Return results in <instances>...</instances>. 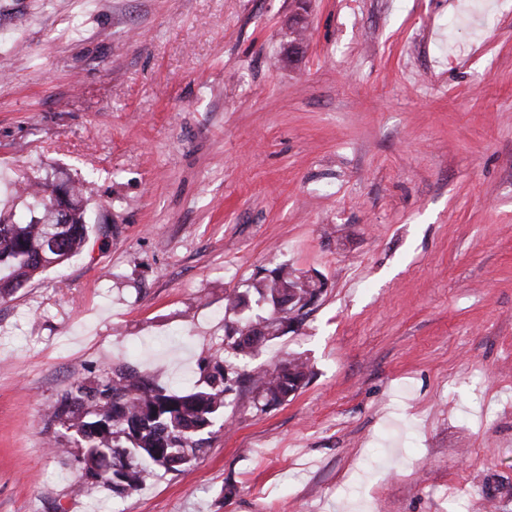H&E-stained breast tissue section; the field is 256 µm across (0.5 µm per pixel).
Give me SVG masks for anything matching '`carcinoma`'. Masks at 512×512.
<instances>
[{
  "instance_id": "carcinoma-1",
  "label": "carcinoma",
  "mask_w": 512,
  "mask_h": 512,
  "mask_svg": "<svg viewBox=\"0 0 512 512\" xmlns=\"http://www.w3.org/2000/svg\"><path fill=\"white\" fill-rule=\"evenodd\" d=\"M67 186L69 196L59 198L49 191L56 183L39 184L31 195L39 216L25 224L0 217L1 296L82 252L89 237L83 191L70 181ZM323 290L320 278L282 264L265 270L245 291L227 295L225 310L237 319L224 325V363L189 390L160 388L134 370L118 369L94 388L78 385L65 393L51 417L83 442L85 475L125 496L159 468L182 471L203 451L244 374L252 381L253 403L262 411L295 396L311 375L301 357L244 374L238 369L248 366L267 343L300 327Z\"/></svg>"
}]
</instances>
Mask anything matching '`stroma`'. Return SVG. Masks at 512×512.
<instances>
[{
	"label": "stroma",
	"instance_id": "35a3bbf8",
	"mask_svg": "<svg viewBox=\"0 0 512 512\" xmlns=\"http://www.w3.org/2000/svg\"><path fill=\"white\" fill-rule=\"evenodd\" d=\"M0 0V212L86 185L85 250L0 298V512H512V0ZM83 33L67 36L73 19ZM325 288L204 453L116 497L51 412L189 388L224 296Z\"/></svg>",
	"mask_w": 512,
	"mask_h": 512
}]
</instances>
